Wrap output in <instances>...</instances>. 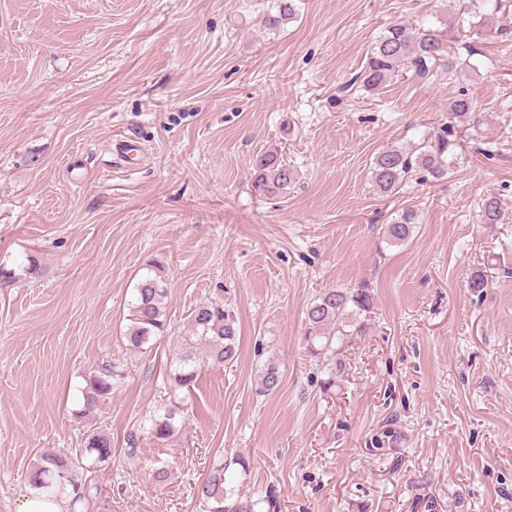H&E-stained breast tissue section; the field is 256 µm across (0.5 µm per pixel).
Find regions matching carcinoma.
Listing matches in <instances>:
<instances>
[{
	"label": "carcinoma",
	"instance_id": "1",
	"mask_svg": "<svg viewBox=\"0 0 512 512\" xmlns=\"http://www.w3.org/2000/svg\"><path fill=\"white\" fill-rule=\"evenodd\" d=\"M452 9H443L437 17L438 26L416 30L403 21L386 27L374 42L367 65L362 73L363 85L373 91L386 88L405 77L427 82L440 71L452 72L455 63L448 53L449 33L454 29L453 15L464 7L462 0H452ZM292 0H276V10L264 17L270 30H277L294 18ZM448 114L459 124L477 125L481 113L470 98L461 94L448 100ZM451 127L442 133L423 139L417 146L406 148L390 146L378 152L371 167V179L377 189L389 195L398 191L414 172H425L434 179L448 174V146ZM294 168L274 151H267L257 158L252 188L259 196H279L288 193L296 183ZM479 219L483 224H500L503 210L500 199L489 194L481 199ZM416 224V214L402 211L387 226L386 237L391 245L405 242ZM40 264L35 255L9 266L0 263V282H11L19 275H36ZM167 283L161 275V266L151 263L137 281L128 303V325L125 339L128 347L145 353L154 340L167 330L164 300ZM373 308L372 296L365 288H329L321 292L305 312V339L307 350L314 358L336 354L341 337L361 334L366 330V318ZM178 353L173 368L166 373L168 397L165 403L149 418L148 434L167 441L180 431L185 421L188 404L180 397L198 379L201 369L208 364L234 361L237 350V326L233 316L217 302L202 303L190 313L189 329L176 337ZM122 372L110 357H104L88 372L82 390V408L77 416L93 412L99 403L112 394ZM281 373L277 364L269 363L261 372L259 393L270 395L277 391ZM112 458V440L105 432L90 434L80 449L79 456L69 460L55 451L42 452L34 466L29 484L38 493H57L71 489L72 504L81 505L91 512L98 503L94 487L79 480L77 470L90 464L98 466ZM227 464L224 458L214 460L206 479L195 491L202 512H276L275 490L250 503H244L235 490L228 486ZM266 510H261V505Z\"/></svg>",
	"mask_w": 512,
	"mask_h": 512
}]
</instances>
